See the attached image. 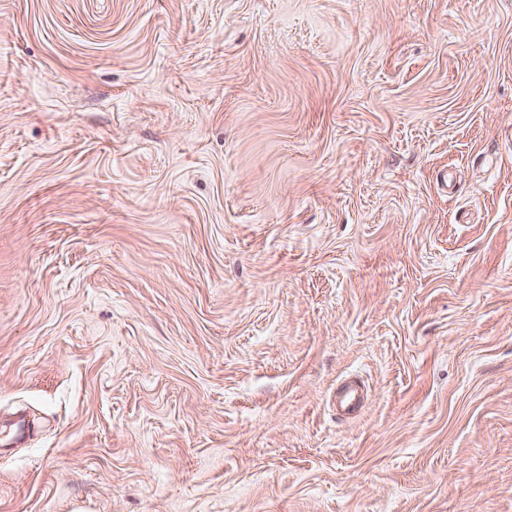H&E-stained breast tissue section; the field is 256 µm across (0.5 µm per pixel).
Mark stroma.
Wrapping results in <instances>:
<instances>
[{"label":"stroma","mask_w":512,"mask_h":512,"mask_svg":"<svg viewBox=\"0 0 512 512\" xmlns=\"http://www.w3.org/2000/svg\"><path fill=\"white\" fill-rule=\"evenodd\" d=\"M19 416L0 512H512V0H0ZM365 399L364 390L356 381L346 382L337 394L336 404L342 414L354 411Z\"/></svg>","instance_id":"stroma-1"}]
</instances>
